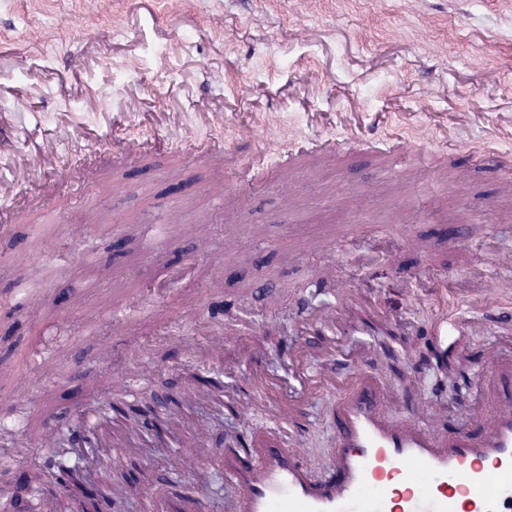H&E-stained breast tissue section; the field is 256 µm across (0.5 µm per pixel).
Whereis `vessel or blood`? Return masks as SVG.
Returning a JSON list of instances; mask_svg holds the SVG:
<instances>
[{
    "instance_id": "vessel-or-blood-1",
    "label": "vessel or blood",
    "mask_w": 512,
    "mask_h": 512,
    "mask_svg": "<svg viewBox=\"0 0 512 512\" xmlns=\"http://www.w3.org/2000/svg\"><path fill=\"white\" fill-rule=\"evenodd\" d=\"M252 141L263 160L337 148L320 132L299 140L266 132ZM366 145L395 158L417 143L392 132ZM483 361L485 408L475 422L451 433L415 406L407 417L393 418L387 387L365 366L328 383L336 446L325 477L309 478L300 449L274 438L242 444L221 462L234 493L233 512H512V353L492 348ZM99 414L96 407L81 410L69 435L97 431L104 448L123 439L119 417L103 421ZM68 486L64 473L50 475L33 492L34 512H72L61 499Z\"/></svg>"
}]
</instances>
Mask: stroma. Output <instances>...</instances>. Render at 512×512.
Returning <instances> with one entry per match:
<instances>
[{"instance_id":"obj_1","label":"stroma","mask_w":512,"mask_h":512,"mask_svg":"<svg viewBox=\"0 0 512 512\" xmlns=\"http://www.w3.org/2000/svg\"><path fill=\"white\" fill-rule=\"evenodd\" d=\"M207 102L223 114L210 133L224 153L113 154L128 134L175 137ZM1 108L13 112L15 153L94 149L82 168L38 173L0 233V430L37 440L93 401L165 415L201 378L224 390L182 415L206 469L178 480L177 449L127 450L108 474L112 512L194 496L206 512H232L219 462L257 434L299 445L307 472L325 475L328 397L307 401L299 431L282 429L265 389L244 385L254 366L296 398L362 362L394 392L393 416L422 390L449 425L482 411L479 348L512 351V300L502 319L484 318L487 268L512 252V179L470 150L493 138L512 153V0H0ZM253 124L339 141L399 127L447 152L435 168L406 156L392 179L386 157L343 148L240 183L253 155L241 129ZM78 220L91 228L82 240L69 235ZM157 221L154 251L144 227ZM451 224L461 233L450 245ZM349 232L355 246L337 255ZM87 257L105 276L82 277ZM439 274L455 295L445 308L431 299ZM347 291L385 330L297 325V300L328 308ZM457 316L467 323L448 339L456 361L445 368L432 332ZM247 323L255 335L225 337L215 364L198 362L215 329ZM122 373L142 379L134 399ZM145 472L148 498L125 493Z\"/></svg>"}]
</instances>
